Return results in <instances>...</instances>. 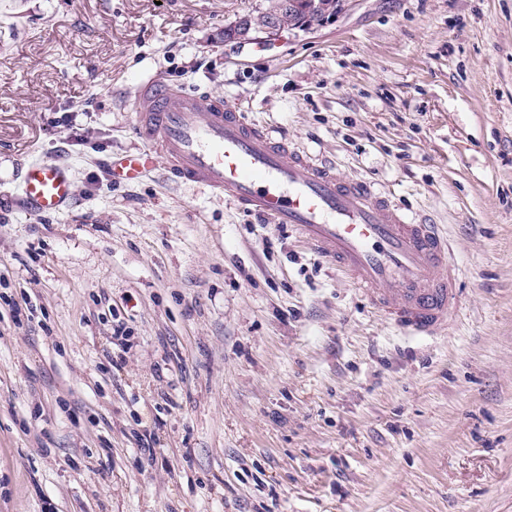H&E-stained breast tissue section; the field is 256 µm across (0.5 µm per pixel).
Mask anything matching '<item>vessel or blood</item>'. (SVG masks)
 Returning a JSON list of instances; mask_svg holds the SVG:
<instances>
[{"label":"vessel or blood","instance_id":"1","mask_svg":"<svg viewBox=\"0 0 512 512\" xmlns=\"http://www.w3.org/2000/svg\"><path fill=\"white\" fill-rule=\"evenodd\" d=\"M135 112L145 149L112 165L115 182L136 180L160 165L172 180L229 194L245 214L293 226L410 335L440 333L460 308L447 235L373 181L346 175L272 136L224 97L148 82L137 93ZM73 177L68 165L32 161L20 195L34 210L63 212L73 198Z\"/></svg>","mask_w":512,"mask_h":512}]
</instances>
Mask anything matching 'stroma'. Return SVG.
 Wrapping results in <instances>:
<instances>
[{
	"mask_svg": "<svg viewBox=\"0 0 512 512\" xmlns=\"http://www.w3.org/2000/svg\"><path fill=\"white\" fill-rule=\"evenodd\" d=\"M268 5L0 0V512H512V0H346L224 40ZM147 81L441 224L445 332L228 195L113 183ZM35 157L74 163L64 212L22 202ZM273 4L266 9L265 11H256V13H251L253 18L261 22L265 17V12L271 9ZM251 15H243L237 17L235 20L231 21L227 25L224 26V40L225 38H230L231 41L236 42H245L252 41L255 39V35L257 34L254 30L253 26V18Z\"/></svg>",
	"mask_w": 512,
	"mask_h": 512,
	"instance_id": "stroma-1",
	"label": "stroma"
}]
</instances>
